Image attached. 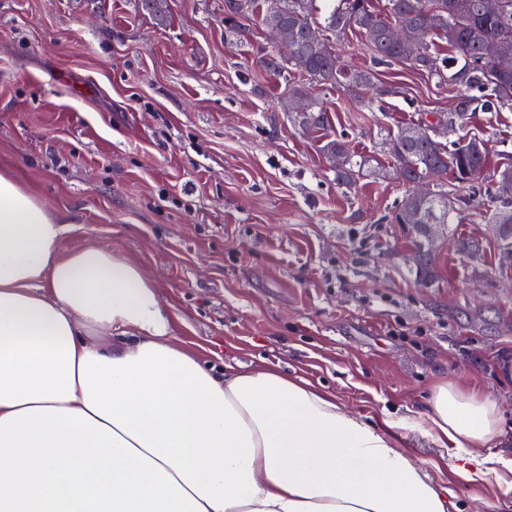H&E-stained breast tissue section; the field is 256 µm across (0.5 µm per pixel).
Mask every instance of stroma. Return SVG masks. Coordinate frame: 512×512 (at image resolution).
<instances>
[{
    "label": "stroma",
    "instance_id": "35a3bbf8",
    "mask_svg": "<svg viewBox=\"0 0 512 512\" xmlns=\"http://www.w3.org/2000/svg\"><path fill=\"white\" fill-rule=\"evenodd\" d=\"M255 12L246 36L224 0H0V172L60 223L144 268L175 337L210 365L273 366L335 395L362 419L409 417L401 447L463 512H512V470L457 471L421 417L455 382L498 402L512 453V262L487 222L485 185L457 186L459 221L426 249L391 220L408 187L392 171L337 182L318 138L284 111V78L260 72L275 44ZM403 92L368 111L345 88L309 85L330 137L373 157L405 124L445 116L452 83L375 66ZM480 137L490 169L512 164V109L476 112L449 140Z\"/></svg>",
    "mask_w": 512,
    "mask_h": 512
}]
</instances>
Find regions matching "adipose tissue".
<instances>
[{"instance_id":"1","label":"adipose tissue","mask_w":512,"mask_h":512,"mask_svg":"<svg viewBox=\"0 0 512 512\" xmlns=\"http://www.w3.org/2000/svg\"><path fill=\"white\" fill-rule=\"evenodd\" d=\"M0 173V512H454L376 424L274 368L177 343L141 265ZM425 418L482 480L495 401L447 382Z\"/></svg>"}]
</instances>
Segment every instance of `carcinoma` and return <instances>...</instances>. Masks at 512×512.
<instances>
[{
	"instance_id": "obj_1",
	"label": "carcinoma",
	"mask_w": 512,
	"mask_h": 512,
	"mask_svg": "<svg viewBox=\"0 0 512 512\" xmlns=\"http://www.w3.org/2000/svg\"><path fill=\"white\" fill-rule=\"evenodd\" d=\"M313 0H269L263 20L275 17L288 33L287 40L261 57L263 72L281 77L297 74L321 85L344 83L348 92L365 100L364 107L373 108L383 95L400 93L399 88L376 86V72L371 67L347 69L341 64L337 43L347 31L356 28L378 64L407 66L414 70L449 79L458 88L449 125H461L474 112H496L512 108V57L492 61L484 56L485 44L494 40L512 42V0H498L493 14L482 8V0H388L385 9L373 0H322L323 40L313 41L308 32L312 21ZM253 0H227L224 22L240 36L246 28L241 19L252 11ZM407 24L417 35L416 48L405 50L388 37L391 27ZM448 42L454 55L439 57L432 36ZM289 96L307 99V110L296 117L300 126L318 133L329 125V117L320 103L307 96L305 87L295 85ZM409 126L382 141L383 153L393 167H402L406 183L416 186L421 181L435 182L431 196L417 198L409 192L398 205L391 220L399 222L405 203L416 205L422 216L430 215L435 224H452L454 201L445 190L448 179L459 184H473L483 179L488 152L476 148V138L469 137L450 145L438 134L432 142H414L407 136ZM323 154L333 158L346 154V162L334 168L336 180L352 183L368 168V159L357 156L342 139H328L321 146ZM512 188V164L496 170L493 188L488 194L501 204L505 187Z\"/></svg>"
}]
</instances>
